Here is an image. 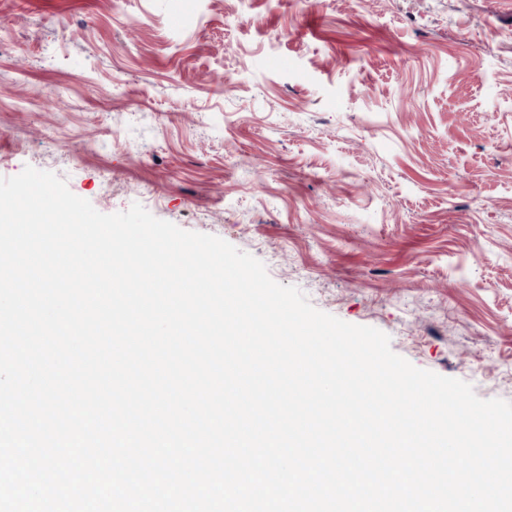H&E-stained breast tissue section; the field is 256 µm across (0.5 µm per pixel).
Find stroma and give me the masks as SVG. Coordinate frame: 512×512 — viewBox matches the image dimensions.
Listing matches in <instances>:
<instances>
[{
  "mask_svg": "<svg viewBox=\"0 0 512 512\" xmlns=\"http://www.w3.org/2000/svg\"><path fill=\"white\" fill-rule=\"evenodd\" d=\"M28 165L512 401V0H0Z\"/></svg>",
  "mask_w": 512,
  "mask_h": 512,
  "instance_id": "1",
  "label": "stroma"
}]
</instances>
